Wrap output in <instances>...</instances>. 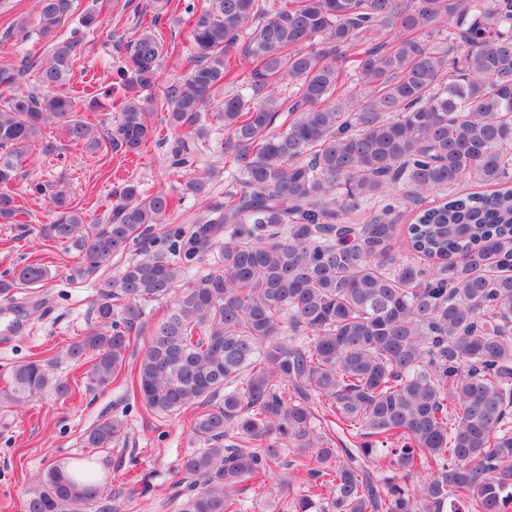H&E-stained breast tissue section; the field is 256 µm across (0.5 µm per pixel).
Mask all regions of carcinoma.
I'll return each instance as SVG.
<instances>
[{
  "label": "carcinoma",
  "instance_id": "carcinoma-1",
  "mask_svg": "<svg viewBox=\"0 0 512 512\" xmlns=\"http://www.w3.org/2000/svg\"><path fill=\"white\" fill-rule=\"evenodd\" d=\"M72 14L39 0L47 56L0 68V223H21L10 184L34 145L55 150L54 126L133 156L172 137L178 194L123 179L89 224L57 184L38 236L76 252L71 282H99L95 324L61 355L153 417L191 414L204 447L180 462L178 512H247L248 481L260 512H512V0H208L187 74L160 95V20L139 35L103 131L71 89L99 22L62 38ZM226 86L219 170L201 145ZM464 180L494 191L456 193ZM399 188L443 196L404 226L386 198ZM187 198L203 204L189 225ZM48 279L37 258L0 275V297ZM54 360L15 368L5 400L75 396ZM120 430L104 415L81 440L107 448ZM120 494L52 466L25 512H110Z\"/></svg>",
  "mask_w": 512,
  "mask_h": 512
}]
</instances>
